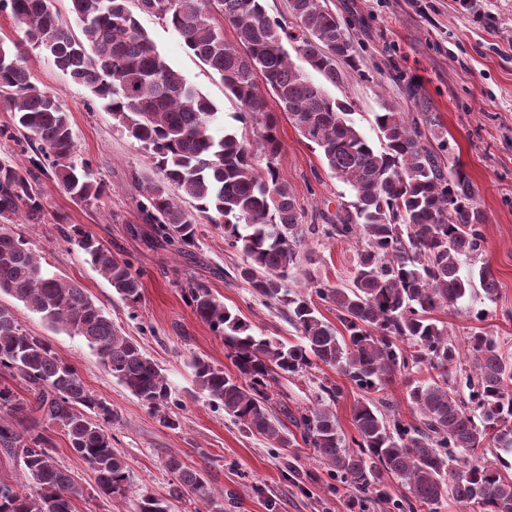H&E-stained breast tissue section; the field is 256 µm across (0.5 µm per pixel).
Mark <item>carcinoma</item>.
Here are the masks:
<instances>
[{"label":"carcinoma","instance_id":"obj_1","mask_svg":"<svg viewBox=\"0 0 512 512\" xmlns=\"http://www.w3.org/2000/svg\"><path fill=\"white\" fill-rule=\"evenodd\" d=\"M25 41L88 88L152 159L159 173L143 186V219L185 253L197 226L224 225V243L242 251L235 278L260 296L283 303L299 343L253 335L208 287L191 284L197 317L224 337L237 374L203 359L195 381L213 404L250 434L278 448L304 444L318 454L336 482L360 507L372 502L390 512H417L448 498L477 512H512V361L495 340L473 327L462 341L448 336L434 316L458 307L473 291L460 260L478 252L485 217L460 166L446 169L422 141L427 122L385 103L374 113L380 146L349 118L351 104L328 94L324 83L342 81L337 64L360 72L345 23L321 0H289L287 25L271 17L264 0H70L81 35L63 24L54 0H0ZM150 14L177 31L238 103L239 119L254 126L266 169L256 171L250 147L233 130L210 133L216 106L174 70L141 26ZM235 33L224 38V25ZM302 54L324 82L293 64L286 44ZM262 79L299 134L321 153L336 179L349 187L332 224L302 223V209L276 160L282 149L274 117L259 92ZM0 104L13 112L30 167L0 160V294L22 303L57 331L84 339L104 369L160 422L179 426L169 384L158 365L118 329L83 288L46 272L28 240L13 225L39 224L45 215L39 175L80 204L91 205L106 186L73 160L74 139L58 98L40 88L20 53L0 41ZM357 243L356 271L348 286L308 280V292L285 287L298 268L310 235ZM64 238L129 305L141 301L140 275L93 234L72 227ZM488 300L498 293L490 266L479 270ZM336 311L344 332L321 315L315 300ZM323 364L364 394L385 390L414 369L434 371L410 381L408 405L417 422L390 418L366 400L356 402V435L346 439L333 405L343 389L321 385V399L271 412V382ZM21 378L26 395L12 380ZM112 405L90 392L77 367L52 343L28 333L0 305V446L20 457L28 490L0 481V512H78L84 489L57 457L49 433L58 428L70 451L94 471L90 497H127L128 463L112 448ZM175 483L169 498L142 494L134 512H171L173 501L192 496L209 512L215 491L204 472L171 454Z\"/></svg>","mask_w":512,"mask_h":512}]
</instances>
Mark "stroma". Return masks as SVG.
I'll return each instance as SVG.
<instances>
[{
	"mask_svg": "<svg viewBox=\"0 0 512 512\" xmlns=\"http://www.w3.org/2000/svg\"><path fill=\"white\" fill-rule=\"evenodd\" d=\"M326 4L346 24L362 68L358 74L344 72L342 82L328 89L331 96L352 104L356 128L370 142H378L374 114L387 102L429 117L430 125L421 128L423 141L432 148L447 141L446 164H463L476 185L477 203L486 216L485 241L478 254L462 259L461 271L474 275L481 266H490L497 279V298L473 295L465 299L464 310L442 313L441 319L449 336L460 340L473 325L468 309L486 310L485 331L500 352L512 358V0ZM139 21L167 63L216 105L213 135L222 137L231 128L254 143L251 127L237 121L239 107L225 94L219 76L193 56L180 34L147 14ZM0 40L18 43L35 83L58 96L73 131L75 161L90 162L93 176L107 189L100 201L85 206L43 180V223H23L16 230L42 256L48 273L84 288L106 316L141 344L166 376L179 405V427L162 425L103 369L81 337L52 331L22 303L0 295V305L11 308L27 332L48 339L78 368L88 389L119 416L112 427V446L128 463L132 495L82 501L80 512H134L133 495L164 496L173 480L164 462L172 454L204 469L217 495L212 512H268L271 499L277 512H360L350 504L349 489L328 491L331 478L314 449L276 448L262 436L241 431L195 383V359L228 373L235 367L223 338L186 303L184 288L206 285L253 334L293 342L297 333L283 303L259 296L234 278L244 255L225 244L220 228L200 225L195 247L185 254L157 237L140 213L142 186L158 177L149 156L93 101L88 89L74 83L46 53L24 43L4 11ZM267 102L277 115L282 142L276 165L296 195L304 223H331L347 187L330 174L319 151L300 136L276 98L268 97ZM63 224L93 233L132 264L142 282L137 307L121 300L77 245L61 237ZM307 251L310 261L301 262L289 275L287 287L306 289L311 275L332 286L351 283L357 262L354 242L319 236L309 239ZM325 378L344 388L336 415L341 431L353 435L351 414L361 394L328 367L310 368L302 378L279 379L272 385L271 398L286 399L295 407L311 406Z\"/></svg>",
	"mask_w": 512,
	"mask_h": 512,
	"instance_id": "obj_1",
	"label": "stroma"
}]
</instances>
